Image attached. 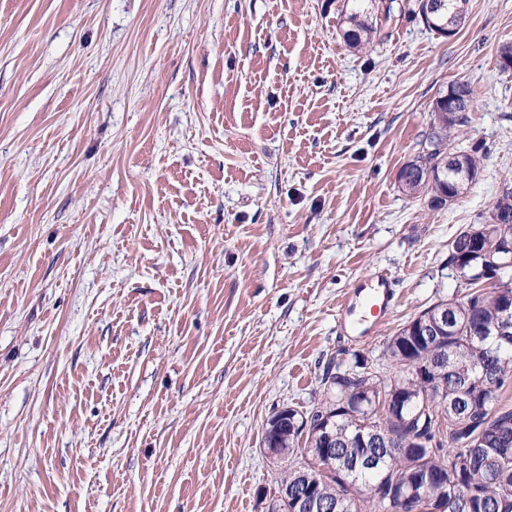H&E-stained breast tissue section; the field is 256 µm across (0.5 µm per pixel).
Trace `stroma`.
Masks as SVG:
<instances>
[{
    "label": "stroma",
    "mask_w": 512,
    "mask_h": 512,
    "mask_svg": "<svg viewBox=\"0 0 512 512\" xmlns=\"http://www.w3.org/2000/svg\"><path fill=\"white\" fill-rule=\"evenodd\" d=\"M342 5L0 0V512H266L269 417L456 294L512 185V0L363 52ZM460 81L483 162L440 207L398 174ZM379 271L380 333L342 338ZM391 284L392 279L388 274L379 271L353 288L345 303L340 306L338 317L339 326L348 337L356 341L368 340L377 334L379 326L376 320H353L351 317L358 301L369 307L372 317H375V313L382 315L392 299Z\"/></svg>",
    "instance_id": "stroma-1"
}]
</instances>
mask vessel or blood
<instances>
[{"label": "vessel or blood", "instance_id": "b4317fda", "mask_svg": "<svg viewBox=\"0 0 512 512\" xmlns=\"http://www.w3.org/2000/svg\"><path fill=\"white\" fill-rule=\"evenodd\" d=\"M392 280L385 272H377L370 278L357 284L339 310V326L353 340H368L377 334L379 326L376 315L384 313L392 299ZM365 303L371 313V319H354L357 303Z\"/></svg>", "mask_w": 512, "mask_h": 512}]
</instances>
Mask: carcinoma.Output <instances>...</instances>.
<instances>
[{"label": "carcinoma", "mask_w": 512, "mask_h": 512, "mask_svg": "<svg viewBox=\"0 0 512 512\" xmlns=\"http://www.w3.org/2000/svg\"><path fill=\"white\" fill-rule=\"evenodd\" d=\"M343 33L353 49L367 47L394 13L396 0H352ZM466 17V0H415L407 18L448 37ZM462 99L461 114L448 119V103L435 99L427 146L402 168L407 195H431L441 206L462 194L456 174L433 177L453 156L477 172L479 149L448 153V133L467 123L474 101L468 84H453ZM512 214V187L505 186L492 206ZM481 233L479 251L469 234ZM448 263L461 267L464 304L452 313L453 330L425 336L423 325L448 307L442 299L419 313L385 343L384 372L367 358L347 365L332 357L324 367L323 395L306 410L288 407V418L272 417L263 440L269 457L282 465L267 512H512V408L501 404L512 382V353L500 354L493 336L480 328L512 319V278L488 291L482 280L488 260L500 258L502 241L495 226L473 224L452 241ZM461 416L470 421L481 451L470 455L452 429ZM437 440L417 443L415 423ZM448 443H443V436ZM378 484L376 496L355 500V485Z\"/></svg>", "instance_id": "obj_1"}]
</instances>
